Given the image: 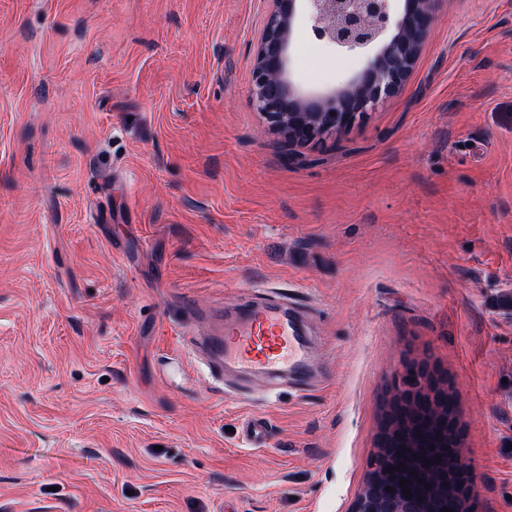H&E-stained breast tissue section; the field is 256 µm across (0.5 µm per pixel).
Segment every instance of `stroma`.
I'll list each match as a JSON object with an SVG mask.
<instances>
[{
    "label": "stroma",
    "mask_w": 512,
    "mask_h": 512,
    "mask_svg": "<svg viewBox=\"0 0 512 512\" xmlns=\"http://www.w3.org/2000/svg\"><path fill=\"white\" fill-rule=\"evenodd\" d=\"M267 10L0 0V512H350L414 360L462 398L475 512H512V0H441L400 91L309 145L252 106ZM361 68L298 18L301 92ZM273 288L322 386L170 379ZM263 417L254 415L244 422L245 442L253 448H263L267 445Z\"/></svg>",
    "instance_id": "35a3bbf8"
}]
</instances>
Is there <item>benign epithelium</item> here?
Returning a JSON list of instances; mask_svg holds the SVG:
<instances>
[{
	"instance_id": "benign-epithelium-1",
	"label": "benign epithelium",
	"mask_w": 512,
	"mask_h": 512,
	"mask_svg": "<svg viewBox=\"0 0 512 512\" xmlns=\"http://www.w3.org/2000/svg\"><path fill=\"white\" fill-rule=\"evenodd\" d=\"M268 2L270 10L253 50L252 103L272 127L286 133L290 143L319 142L331 132L350 127L399 91L431 32L436 13V0ZM301 11L310 19L315 38L364 60L354 79L328 95L303 94L287 78L288 45ZM447 392L446 379L427 362L406 366L402 388L389 403L377 442L378 463L384 473L367 482L351 512H435L424 499L404 497L400 475L387 468L409 460L411 429L426 423L435 401L451 413L444 418L447 432L460 437L459 402L448 401ZM388 486L392 491L386 490ZM449 496L455 512H471L473 489L463 464L449 486Z\"/></svg>"
}]
</instances>
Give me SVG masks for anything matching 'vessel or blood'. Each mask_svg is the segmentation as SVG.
<instances>
[{
  "mask_svg": "<svg viewBox=\"0 0 512 512\" xmlns=\"http://www.w3.org/2000/svg\"><path fill=\"white\" fill-rule=\"evenodd\" d=\"M188 346L219 384L229 368L257 380H273L284 375L299 391L318 375L310 337L304 336L288 305L276 297L244 311L233 308L221 311L213 330L205 336H190ZM244 439L253 448L266 446L262 416L245 420Z\"/></svg>",
  "mask_w": 512,
  "mask_h": 512,
  "instance_id": "obj_1",
  "label": "vessel or blood"
}]
</instances>
